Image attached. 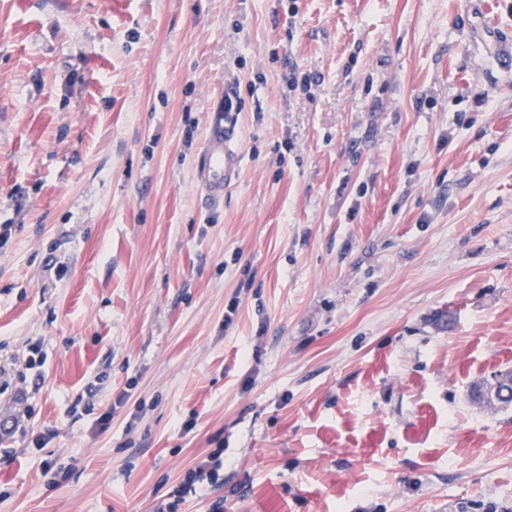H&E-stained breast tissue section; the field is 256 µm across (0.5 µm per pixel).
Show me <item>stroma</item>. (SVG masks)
<instances>
[{
	"label": "stroma",
	"instance_id": "35a3bbf8",
	"mask_svg": "<svg viewBox=\"0 0 512 512\" xmlns=\"http://www.w3.org/2000/svg\"><path fill=\"white\" fill-rule=\"evenodd\" d=\"M1 224L0 512H512V0H0ZM237 139L235 125L224 119V114L211 120L197 167V180L208 211L224 204V192L235 178L240 160ZM221 476H224V450L214 448L186 474L184 481L167 500L156 503L154 512H181L186 497L195 493L197 484H216Z\"/></svg>",
	"mask_w": 512,
	"mask_h": 512
}]
</instances>
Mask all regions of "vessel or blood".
Instances as JSON below:
<instances>
[{"label": "vessel or blood", "mask_w": 512, "mask_h": 512, "mask_svg": "<svg viewBox=\"0 0 512 512\" xmlns=\"http://www.w3.org/2000/svg\"><path fill=\"white\" fill-rule=\"evenodd\" d=\"M237 139L232 121L220 114L212 119L197 167L206 210L219 209L224 203V193L236 175L240 160Z\"/></svg>", "instance_id": "vessel-or-blood-1"}]
</instances>
